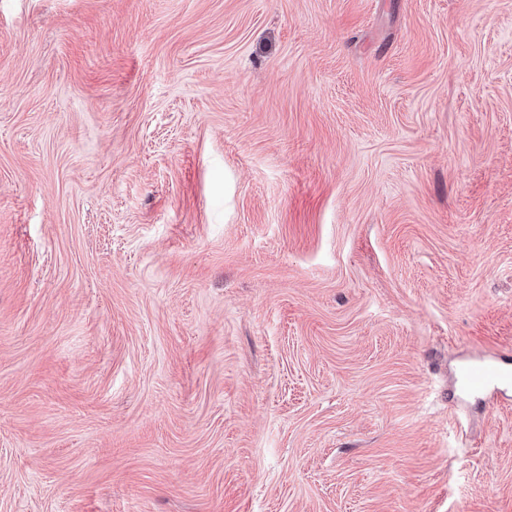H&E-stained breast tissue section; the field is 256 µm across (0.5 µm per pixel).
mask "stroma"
I'll use <instances>...</instances> for the list:
<instances>
[{
    "label": "stroma",
    "mask_w": 512,
    "mask_h": 512,
    "mask_svg": "<svg viewBox=\"0 0 512 512\" xmlns=\"http://www.w3.org/2000/svg\"><path fill=\"white\" fill-rule=\"evenodd\" d=\"M512 0H0V512H512ZM465 373L469 386L483 395H493L502 387H512V368L504 359L474 362L466 366Z\"/></svg>",
    "instance_id": "stroma-1"
}]
</instances>
